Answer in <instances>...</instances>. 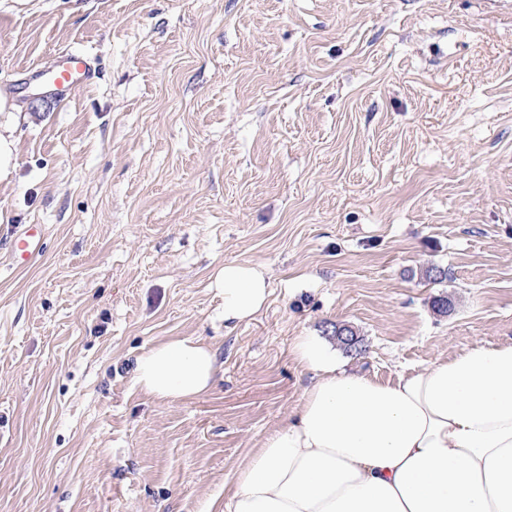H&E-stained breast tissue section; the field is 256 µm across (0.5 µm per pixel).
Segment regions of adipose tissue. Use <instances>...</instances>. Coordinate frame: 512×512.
<instances>
[{
  "label": "adipose tissue",
  "instance_id": "obj_1",
  "mask_svg": "<svg viewBox=\"0 0 512 512\" xmlns=\"http://www.w3.org/2000/svg\"><path fill=\"white\" fill-rule=\"evenodd\" d=\"M217 286L228 329L269 296L246 263H225ZM293 355L314 381L240 463L224 512H512V343L477 344L391 382L348 370L318 336L297 337ZM219 371L199 338H173L139 356L134 384L188 400Z\"/></svg>",
  "mask_w": 512,
  "mask_h": 512
}]
</instances>
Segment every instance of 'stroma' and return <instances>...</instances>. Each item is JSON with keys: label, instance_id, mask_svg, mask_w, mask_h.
Instances as JSON below:
<instances>
[{"label": "stroma", "instance_id": "stroma-1", "mask_svg": "<svg viewBox=\"0 0 512 512\" xmlns=\"http://www.w3.org/2000/svg\"><path fill=\"white\" fill-rule=\"evenodd\" d=\"M64 50L98 75L61 104ZM0 99V512H224L300 336L383 381L512 342V0H0ZM232 261L270 296L228 331ZM189 336L213 390L134 385ZM45 240V227L42 224H26L16 237L13 246L14 256L19 261H27L42 248Z\"/></svg>", "mask_w": 512, "mask_h": 512}]
</instances>
